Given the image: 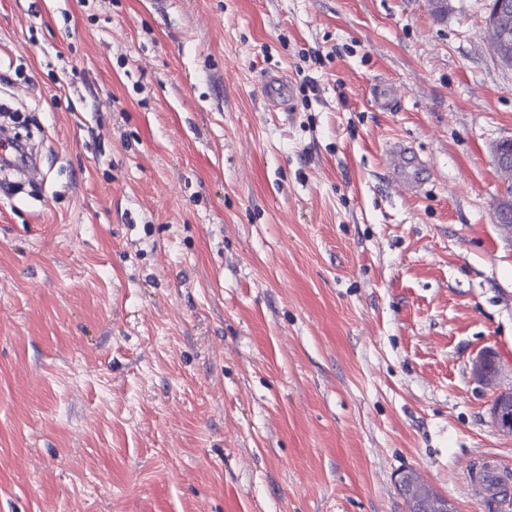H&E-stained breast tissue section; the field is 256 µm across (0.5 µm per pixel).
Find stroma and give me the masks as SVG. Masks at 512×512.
<instances>
[{"label": "stroma", "instance_id": "1", "mask_svg": "<svg viewBox=\"0 0 512 512\" xmlns=\"http://www.w3.org/2000/svg\"><path fill=\"white\" fill-rule=\"evenodd\" d=\"M489 5L0 0L38 173L0 171V512H407V469L512 512L468 478L512 471ZM291 93L290 84L281 77L270 76L263 84V95L267 104L271 107L281 108L289 100ZM491 360L495 361L494 367L489 366ZM473 372L478 381L489 388L496 389L500 366L492 352H483L473 362ZM493 425L503 434L512 435V390H496L491 408Z\"/></svg>", "mask_w": 512, "mask_h": 512}]
</instances>
